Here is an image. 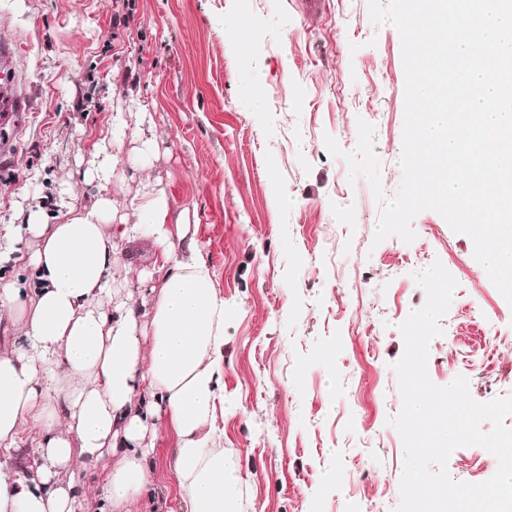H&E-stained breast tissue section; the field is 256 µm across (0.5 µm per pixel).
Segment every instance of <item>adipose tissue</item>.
Segmentation results:
<instances>
[{
	"label": "adipose tissue",
	"mask_w": 512,
	"mask_h": 512,
	"mask_svg": "<svg viewBox=\"0 0 512 512\" xmlns=\"http://www.w3.org/2000/svg\"><path fill=\"white\" fill-rule=\"evenodd\" d=\"M150 118L115 111L95 146L96 193L61 202L54 219L29 210L0 225V259L22 242L27 279L0 276V449L20 450L39 430L23 475L0 470V512H94L86 487L98 477V511L131 512L154 482L153 433L167 415L178 437L172 467L184 512H239L241 478L224 462L213 426L224 399V298L195 240L186 211L160 183L139 182L125 208L112 174L129 160L149 165L151 139L126 148L131 124ZM148 240L163 271H140L142 300L129 289L126 245Z\"/></svg>",
	"instance_id": "ef3b65f1"
}]
</instances>
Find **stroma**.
I'll return each mask as SVG.
<instances>
[{
	"instance_id": "stroma-1",
	"label": "stroma",
	"mask_w": 512,
	"mask_h": 512,
	"mask_svg": "<svg viewBox=\"0 0 512 512\" xmlns=\"http://www.w3.org/2000/svg\"><path fill=\"white\" fill-rule=\"evenodd\" d=\"M239 13L245 50L224 27ZM1 45L30 108L0 124V225L21 223L33 192L49 206L64 188L91 200L83 174L113 111L133 91L147 104L142 134L159 158L115 176L132 190L161 182L188 210L224 297L215 421L242 512H395L404 448L389 423L402 408L392 365L400 324L426 299L413 274L434 261L458 287L430 343V379L464 376L480 402L512 395V305L471 238L424 211L412 242L374 243L379 206L365 179L348 181L361 119L376 128L386 197L402 179L401 40L372 23L368 0H322L310 16L300 0H0ZM254 84L262 101L244 92ZM177 443L160 419L154 484L132 512H181ZM488 456L457 448L448 471L488 480Z\"/></svg>"
}]
</instances>
